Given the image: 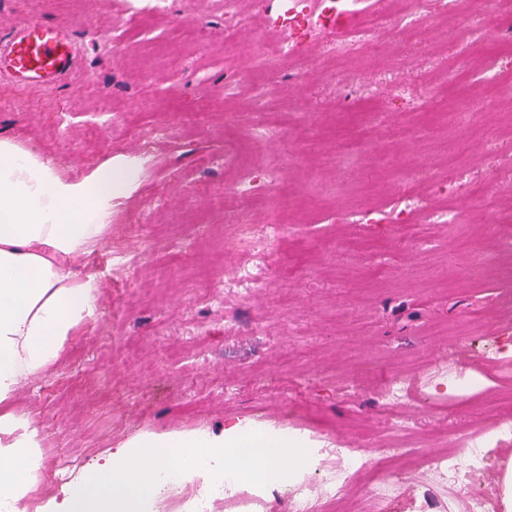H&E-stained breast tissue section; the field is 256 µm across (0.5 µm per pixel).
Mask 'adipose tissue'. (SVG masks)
Returning <instances> with one entry per match:
<instances>
[{
	"label": "adipose tissue",
	"instance_id": "1",
	"mask_svg": "<svg viewBox=\"0 0 512 512\" xmlns=\"http://www.w3.org/2000/svg\"><path fill=\"white\" fill-rule=\"evenodd\" d=\"M131 167L106 163L67 182L50 159L0 137V404L55 362L89 316L94 284L73 261L99 240ZM32 454L0 448L1 495L27 483Z\"/></svg>",
	"mask_w": 512,
	"mask_h": 512
}]
</instances>
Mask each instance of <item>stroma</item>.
<instances>
[{
  "instance_id": "obj_1",
  "label": "stroma",
  "mask_w": 512,
  "mask_h": 512,
  "mask_svg": "<svg viewBox=\"0 0 512 512\" xmlns=\"http://www.w3.org/2000/svg\"><path fill=\"white\" fill-rule=\"evenodd\" d=\"M235 40L224 33L220 0H175L171 10L138 20L118 0H0V23L37 20L66 27L78 47L77 71L55 88L20 92L0 83V136L50 157L59 175L78 182L108 161H140L141 175L113 201L97 243L74 261L80 278L98 286L94 314L75 328L61 356L22 381L9 406L13 421L42 407L34 448H62L89 469L145 433L223 435L234 425L270 435L286 429L310 447L334 445L376 455L374 438L389 416L414 420L412 440L435 445L459 429L477 428L496 405L494 392L512 381L504 362L477 360V346L458 344L464 322L487 314L481 342L498 339L512 308L497 307L504 282L487 264L488 224L512 208V180L489 177L512 156V142L489 155L486 134L500 124L497 100L480 91L485 55L462 26H432L414 42L386 30L389 53L357 56L354 67L372 83L370 103L386 122L416 120L413 144L376 138L341 98L345 78L324 64L328 47L305 41L314 58L266 71L271 101L266 118L279 133L252 158L261 171L283 146L296 162L283 170L301 198L304 221L292 225L279 262L268 263L262 285L242 289L233 272L244 257L224 235V187L234 176L226 154L244 150L253 115L247 88L238 106L222 103L226 75L260 70L257 35L277 40L276 16L251 13L239 0ZM425 85L430 112H416L401 86ZM467 102L465 131L444 114ZM70 115L58 126L54 115ZM162 127L163 136L150 131ZM335 129L361 145L344 171L309 152L313 127ZM420 172L415 192L430 207L451 196L429 193L425 177L459 176L469 209L492 203L484 221L448 226L419 217L389 224H352L346 215L370 199L396 212L402 193L393 170ZM142 236L153 249L135 256ZM137 257L135 277L116 272L111 258ZM222 270L220 300L210 277ZM243 317L230 333L224 318ZM125 362L112 365L111 347ZM457 357L472 359L485 392L459 396L422 388L421 403L387 413L374 398L348 388L344 372L369 364L444 376Z\"/></svg>"
}]
</instances>
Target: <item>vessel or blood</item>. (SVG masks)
<instances>
[{"label": "vessel or blood", "mask_w": 512, "mask_h": 512, "mask_svg": "<svg viewBox=\"0 0 512 512\" xmlns=\"http://www.w3.org/2000/svg\"><path fill=\"white\" fill-rule=\"evenodd\" d=\"M76 63L75 44L61 26L21 21L0 37V77L13 88L54 87L72 73Z\"/></svg>", "instance_id": "1"}]
</instances>
